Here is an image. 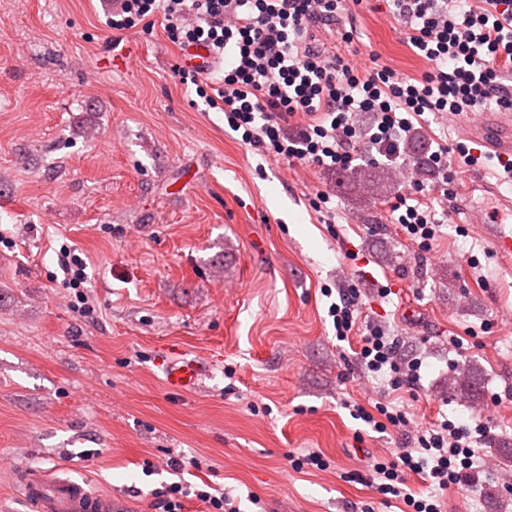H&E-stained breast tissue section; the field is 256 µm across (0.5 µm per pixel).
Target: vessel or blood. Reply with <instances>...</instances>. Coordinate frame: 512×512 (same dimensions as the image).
<instances>
[{"mask_svg":"<svg viewBox=\"0 0 512 512\" xmlns=\"http://www.w3.org/2000/svg\"><path fill=\"white\" fill-rule=\"evenodd\" d=\"M469 138L483 147L485 156L507 162L512 160V114L484 113L479 123L469 125ZM489 232L496 252L512 258V225L491 220ZM166 387L174 392L194 391L212 369L209 358L162 356L159 360ZM24 494L36 512H113L111 495L87 492L75 483H52L43 476L27 478Z\"/></svg>","mask_w":512,"mask_h":512,"instance_id":"obj_1","label":"vessel or blood"}]
</instances>
